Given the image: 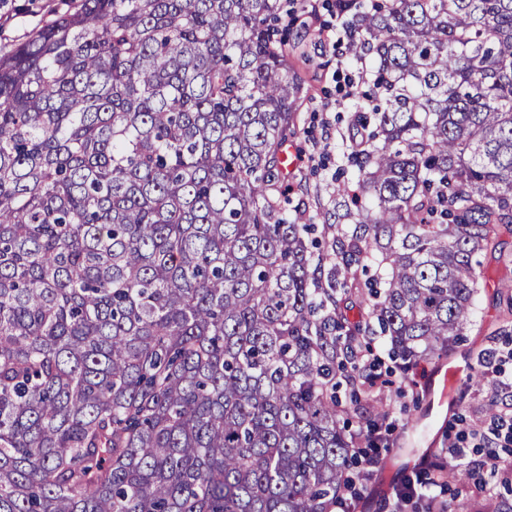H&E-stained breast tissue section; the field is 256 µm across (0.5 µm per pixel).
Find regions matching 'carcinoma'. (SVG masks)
<instances>
[{
	"mask_svg": "<svg viewBox=\"0 0 512 512\" xmlns=\"http://www.w3.org/2000/svg\"><path fill=\"white\" fill-rule=\"evenodd\" d=\"M281 10L81 0L0 56V512H348L372 323L408 363L470 324L512 225V0H336L372 107L328 270L285 208Z\"/></svg>",
	"mask_w": 512,
	"mask_h": 512,
	"instance_id": "obj_1",
	"label": "carcinoma"
}]
</instances>
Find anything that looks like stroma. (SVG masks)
Returning a JSON list of instances; mask_svg holds the SVG:
<instances>
[{"label":"stroma","mask_w":512,"mask_h":512,"mask_svg":"<svg viewBox=\"0 0 512 512\" xmlns=\"http://www.w3.org/2000/svg\"><path fill=\"white\" fill-rule=\"evenodd\" d=\"M333 0H288L282 17L289 29L288 49L303 91L297 104V134L289 139L296 162L291 180V206L315 224L333 208L336 168L344 164L349 128L365 104L344 96L358 77L351 59L334 55L320 42L318 26H340L331 11ZM79 0H0V54L9 53L56 18L73 12ZM482 284L474 301L473 321L447 356L402 372L388 355L384 339L374 349L387 387L388 419L377 424L380 449L374 479L364 493L367 512H390L389 488L415 472L424 458H434L458 444L469 458L478 452L464 428L485 422L491 409L489 385L479 382V358L497 361L502 376L512 378V228L500 227L491 246L479 254Z\"/></svg>","instance_id":"stroma-1"}]
</instances>
